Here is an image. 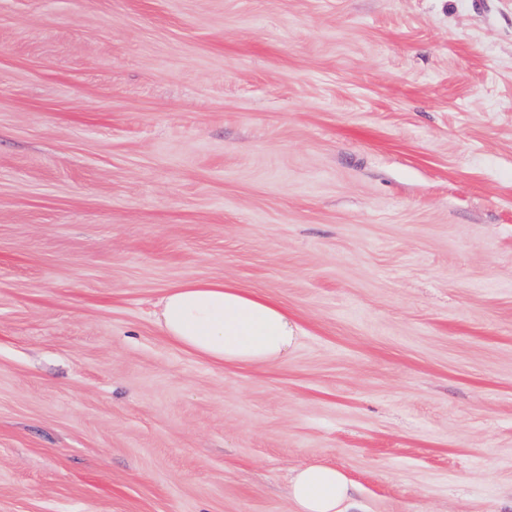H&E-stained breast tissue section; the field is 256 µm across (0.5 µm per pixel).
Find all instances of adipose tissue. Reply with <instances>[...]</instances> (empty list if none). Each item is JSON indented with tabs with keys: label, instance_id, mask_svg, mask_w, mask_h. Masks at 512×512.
Returning a JSON list of instances; mask_svg holds the SVG:
<instances>
[{
	"label": "adipose tissue",
	"instance_id": "ef3b65f1",
	"mask_svg": "<svg viewBox=\"0 0 512 512\" xmlns=\"http://www.w3.org/2000/svg\"><path fill=\"white\" fill-rule=\"evenodd\" d=\"M156 322L183 347L219 363L263 364L291 352L298 324L272 299L224 280L187 281L159 302ZM353 485L336 468L296 470L289 497L297 512H349Z\"/></svg>",
	"mask_w": 512,
	"mask_h": 512
}]
</instances>
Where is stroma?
Listing matches in <instances>:
<instances>
[{"label":"stroma","instance_id":"obj_1","mask_svg":"<svg viewBox=\"0 0 512 512\" xmlns=\"http://www.w3.org/2000/svg\"><path fill=\"white\" fill-rule=\"evenodd\" d=\"M301 328L218 364L160 299ZM512 512V0H0V512ZM158 306L156 322L166 336L219 363L282 359L300 333L277 302L230 281H186L171 288ZM353 485L336 468L308 465L295 471L289 497L295 512H350Z\"/></svg>","mask_w":512,"mask_h":512}]
</instances>
